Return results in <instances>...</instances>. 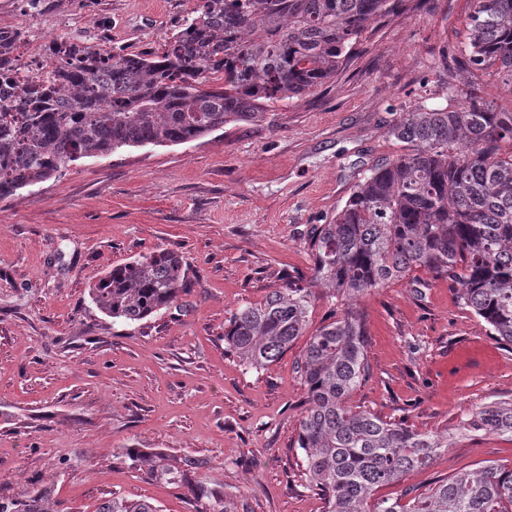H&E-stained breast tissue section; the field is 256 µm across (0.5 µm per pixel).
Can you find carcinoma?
<instances>
[{
  "label": "carcinoma",
  "instance_id": "obj_1",
  "mask_svg": "<svg viewBox=\"0 0 512 512\" xmlns=\"http://www.w3.org/2000/svg\"><path fill=\"white\" fill-rule=\"evenodd\" d=\"M399 0H197L161 50L116 53L55 39L45 72L0 92V200L43 183L81 159L124 147L178 145L336 77L357 38L397 13ZM12 41L0 44L10 80ZM465 63L512 79V0H474ZM388 134L406 152L370 170L345 206L311 236L309 277L288 280L224 327L225 351L253 368L276 361L306 334L312 289L345 309L309 335L300 361L308 408L298 448L325 512H512V465L487 462L405 489V504L372 502L376 489L428 466L452 434L421 433L348 405L367 371L359 296L421 268L455 285L463 307L512 349V112L472 105L404 112ZM188 262L160 249L120 264L89 288L91 303L123 322L169 308L187 285ZM512 438V402H492L459 435ZM148 473L189 486L197 512H224L222 494L196 480L202 463L171 468L152 454ZM98 512H159L145 499L112 497Z\"/></svg>",
  "mask_w": 512,
  "mask_h": 512
}]
</instances>
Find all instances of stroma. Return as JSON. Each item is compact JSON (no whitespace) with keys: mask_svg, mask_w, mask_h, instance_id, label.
<instances>
[{"mask_svg":"<svg viewBox=\"0 0 512 512\" xmlns=\"http://www.w3.org/2000/svg\"><path fill=\"white\" fill-rule=\"evenodd\" d=\"M195 0H0L21 53L55 39L128 53L157 48ZM473 0H402L365 30L336 78L200 140L131 147L69 165L0 200V501L45 492L49 512H97L111 496L196 512L187 487L134 467L137 454L201 461L226 512H324L297 446L307 407L298 338L252 369L224 326L289 276L309 274V235L356 183L400 154L388 127L420 106L512 110V83L462 62ZM171 249L189 263L177 303L112 320L90 286L112 267ZM360 297L369 373L354 409L422 433L454 431L512 402V350L487 336L450 284L416 270ZM486 462L512 464V438L455 435L433 462L376 495L396 500Z\"/></svg>","mask_w":512,"mask_h":512,"instance_id":"obj_1","label":"stroma"}]
</instances>
